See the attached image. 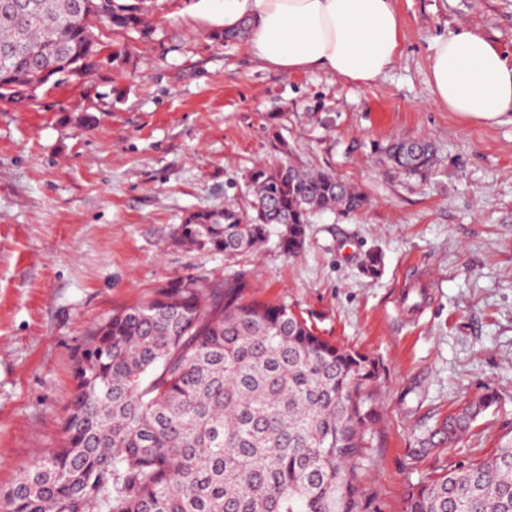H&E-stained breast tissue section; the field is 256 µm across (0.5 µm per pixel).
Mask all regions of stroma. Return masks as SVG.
Instances as JSON below:
<instances>
[{
  "mask_svg": "<svg viewBox=\"0 0 512 512\" xmlns=\"http://www.w3.org/2000/svg\"><path fill=\"white\" fill-rule=\"evenodd\" d=\"M400 53L374 84L262 68L244 41L211 35L221 0H151L147 34H112L129 63L0 103V493L57 447L73 366L113 310L168 282L234 271L250 299L287 303L319 336L374 358L381 420L364 482L373 512L446 468L490 457L512 430V118L438 105L433 38L466 27L512 65V0H394ZM422 138L432 168L411 176L378 146ZM288 160L368 198L312 216L303 253L236 254L175 244L199 209L246 206L244 172ZM383 256L366 276L369 251ZM497 403L451 446H419L458 407Z\"/></svg>",
  "mask_w": 512,
  "mask_h": 512,
  "instance_id": "35a3bbf8",
  "label": "stroma"
}]
</instances>
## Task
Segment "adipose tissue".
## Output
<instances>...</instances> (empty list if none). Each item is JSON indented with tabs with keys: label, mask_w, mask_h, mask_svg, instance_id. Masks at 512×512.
I'll return each instance as SVG.
<instances>
[{
	"label": "adipose tissue",
	"mask_w": 512,
	"mask_h": 512,
	"mask_svg": "<svg viewBox=\"0 0 512 512\" xmlns=\"http://www.w3.org/2000/svg\"><path fill=\"white\" fill-rule=\"evenodd\" d=\"M243 23L263 67L288 75L322 70L367 86L394 63L403 37L394 0H224L223 29ZM429 77L436 102L449 111L486 119L512 112V66L471 29L433 40Z\"/></svg>",
	"instance_id": "adipose-tissue-1"
}]
</instances>
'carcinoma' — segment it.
<instances>
[{"label":"carcinoma","mask_w":512,"mask_h":512,"mask_svg":"<svg viewBox=\"0 0 512 512\" xmlns=\"http://www.w3.org/2000/svg\"><path fill=\"white\" fill-rule=\"evenodd\" d=\"M92 0H29L0 10V101L40 94L86 76L97 58ZM115 32L147 28V0H108ZM419 175L433 164L423 140L383 148ZM250 211L234 205L189 213L180 243L214 252L251 249L278 228L290 256L304 248L312 215L352 214L367 198L335 175L286 163L244 176ZM243 274L205 283L185 277L112 312L74 369L62 444L35 457L0 495V512H371L363 489L380 414L369 356L316 334L286 303L248 301ZM465 403L427 440L454 443L495 406ZM406 512H512V435L496 452L410 487Z\"/></svg>","instance_id":"1"}]
</instances>
